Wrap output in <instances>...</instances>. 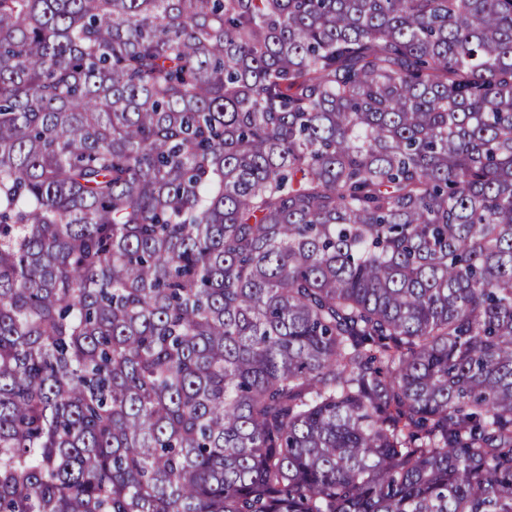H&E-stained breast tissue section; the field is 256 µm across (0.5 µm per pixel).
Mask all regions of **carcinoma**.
<instances>
[{
    "mask_svg": "<svg viewBox=\"0 0 512 512\" xmlns=\"http://www.w3.org/2000/svg\"><path fill=\"white\" fill-rule=\"evenodd\" d=\"M0 512H512V0H0Z\"/></svg>",
    "mask_w": 512,
    "mask_h": 512,
    "instance_id": "obj_1",
    "label": "carcinoma"
}]
</instances>
